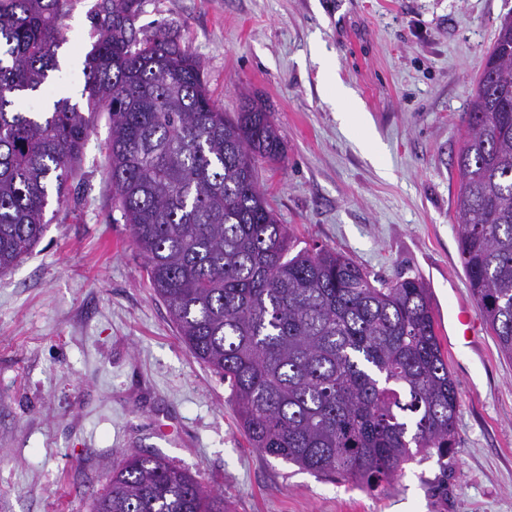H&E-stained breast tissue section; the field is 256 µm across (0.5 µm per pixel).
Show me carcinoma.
Masks as SVG:
<instances>
[{"instance_id": "obj_1", "label": "carcinoma", "mask_w": 512, "mask_h": 512, "mask_svg": "<svg viewBox=\"0 0 512 512\" xmlns=\"http://www.w3.org/2000/svg\"><path fill=\"white\" fill-rule=\"evenodd\" d=\"M67 0H0V272L41 239L68 193L93 113L70 98L22 112L48 89ZM137 0H101L82 74L109 112L118 208L148 280L190 352L224 377L251 445L370 491L420 454L448 456L458 384L427 288L372 278L325 247L294 250L256 178L284 141L266 108L232 118L200 61L163 30L139 39ZM455 220L469 287L512 359V16L500 23L463 120ZM93 512H224L188 472L136 453L112 470Z\"/></svg>"}]
</instances>
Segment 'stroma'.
<instances>
[{
	"label": "stroma",
	"instance_id": "stroma-1",
	"mask_svg": "<svg viewBox=\"0 0 512 512\" xmlns=\"http://www.w3.org/2000/svg\"><path fill=\"white\" fill-rule=\"evenodd\" d=\"M99 0H70L53 85L80 100ZM512 0H139L138 38L165 28L227 114L251 98L286 155L257 177L280 223L385 280L426 286L437 324L472 303L454 200L461 117ZM363 112L344 125L337 90ZM99 113L63 205L0 273V512H90L114 463L153 453L227 512H512V359L488 329L448 357L456 449L383 491L251 448L230 388L195 359L112 197ZM167 439H159V430Z\"/></svg>",
	"mask_w": 512,
	"mask_h": 512
}]
</instances>
